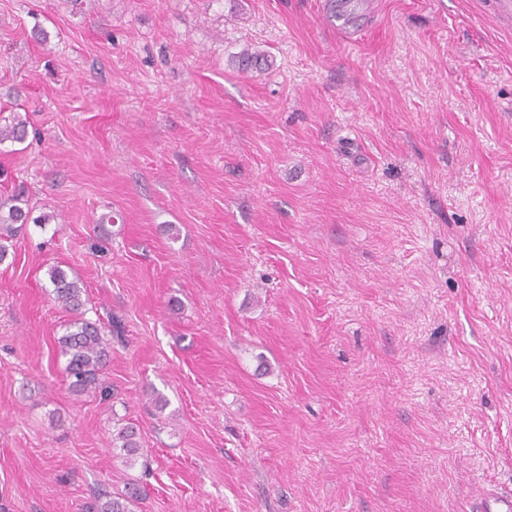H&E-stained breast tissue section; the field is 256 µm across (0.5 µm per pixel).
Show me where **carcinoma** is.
<instances>
[{"mask_svg": "<svg viewBox=\"0 0 512 512\" xmlns=\"http://www.w3.org/2000/svg\"><path fill=\"white\" fill-rule=\"evenodd\" d=\"M238 68L262 72L268 69L272 61L264 52L248 48L235 56ZM27 120L16 117L9 124L0 125V144L22 142L27 136ZM20 194L7 197L0 196V261L8 254V240L12 238L15 224H25L29 211L22 207ZM54 301L63 309L73 314L72 321L65 332L58 338L59 352L66 357V376L69 388L76 395H81L97 388L99 372L109 356V340L105 326L98 320L91 321L85 317L83 310L85 288L56 266L49 270ZM112 445L125 452L126 463L133 465L140 458V444L137 431L130 425L117 429L112 436ZM140 488L133 486L123 495L105 501L99 500L89 508V512H131V505L138 502Z\"/></svg>", "mask_w": 512, "mask_h": 512, "instance_id": "obj_1", "label": "carcinoma"}]
</instances>
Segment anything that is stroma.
Wrapping results in <instances>:
<instances>
[{
    "label": "stroma",
    "mask_w": 512,
    "mask_h": 512,
    "mask_svg": "<svg viewBox=\"0 0 512 512\" xmlns=\"http://www.w3.org/2000/svg\"><path fill=\"white\" fill-rule=\"evenodd\" d=\"M360 11L347 42L322 0H0V125L30 122L0 195L33 216L0 262V512L512 495V25ZM56 266L108 329L90 394ZM269 57L271 56L264 52L252 51L246 48L235 56V62H237L239 69L262 72L268 69L272 64ZM112 445L122 448L125 452V462L132 465L140 458V444L137 440V431L133 426L125 425L117 429L112 436ZM140 493V488L135 485L120 497L115 496L105 501L98 500L89 508V512H131L130 506L138 502Z\"/></svg>",
    "instance_id": "obj_1"
}]
</instances>
